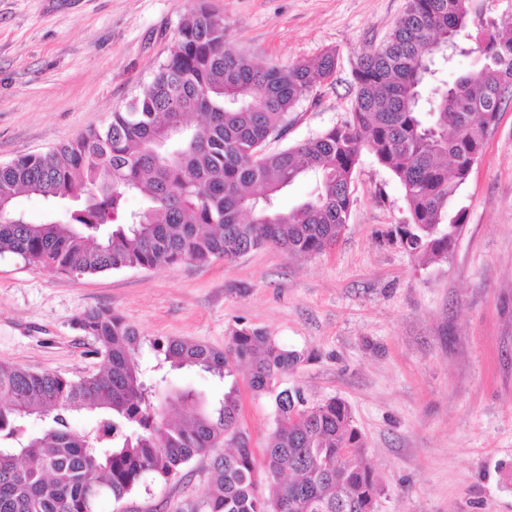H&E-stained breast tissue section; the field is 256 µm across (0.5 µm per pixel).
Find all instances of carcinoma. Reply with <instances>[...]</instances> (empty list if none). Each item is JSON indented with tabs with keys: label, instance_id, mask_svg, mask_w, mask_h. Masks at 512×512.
Segmentation results:
<instances>
[{
	"label": "carcinoma",
	"instance_id": "cac0c4a2",
	"mask_svg": "<svg viewBox=\"0 0 512 512\" xmlns=\"http://www.w3.org/2000/svg\"><path fill=\"white\" fill-rule=\"evenodd\" d=\"M224 19L201 3L151 80L125 109L44 154L0 164V255L60 273L205 266L271 245L320 254L346 227L363 152L404 190L411 223L394 230L408 252L448 258L465 220L451 205L482 158L499 113L512 105V14L486 19L483 0H408L387 39L353 70L349 120L277 152L298 103L336 67L258 66L226 46ZM478 54L479 66L432 83L439 67ZM309 177L292 208L281 195ZM37 196L65 222L30 221ZM139 196L136 209L130 198ZM104 356L98 374L72 380L0 363V512H95L103 497L130 494L146 476L168 482L219 443L206 512H374L381 483L345 403L310 406L271 383L300 360L267 333L242 328L224 350L165 337L151 341L158 387L173 370L214 377L249 369L272 396L274 426L262 458L242 425L236 383L209 405L190 391L146 383L142 338L123 317L93 308L78 317ZM96 415L79 431L73 416ZM43 424L30 434L27 424ZM264 474L268 494L258 488Z\"/></svg>",
	"mask_w": 512,
	"mask_h": 512
}]
</instances>
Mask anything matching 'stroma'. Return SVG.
Segmentation results:
<instances>
[{
  "label": "stroma",
  "mask_w": 512,
  "mask_h": 512,
  "mask_svg": "<svg viewBox=\"0 0 512 512\" xmlns=\"http://www.w3.org/2000/svg\"><path fill=\"white\" fill-rule=\"evenodd\" d=\"M224 19L249 62L336 53L333 75L289 116L270 149L348 119L353 69L385 39L406 0H0V163L107 126L174 47L198 3ZM335 244L313 257L265 246L231 261L69 276L0 256V362L74 380L104 357L76 325L85 310L123 316L147 340L216 349L249 327L300 360L277 389L343 400L384 490L375 512H512V107L457 195L465 221L447 259L407 253L404 190L370 153ZM255 448L273 425L269 396L236 372ZM210 457L169 482L144 478L95 512H197Z\"/></svg>",
  "instance_id": "stroma-1"
}]
</instances>
